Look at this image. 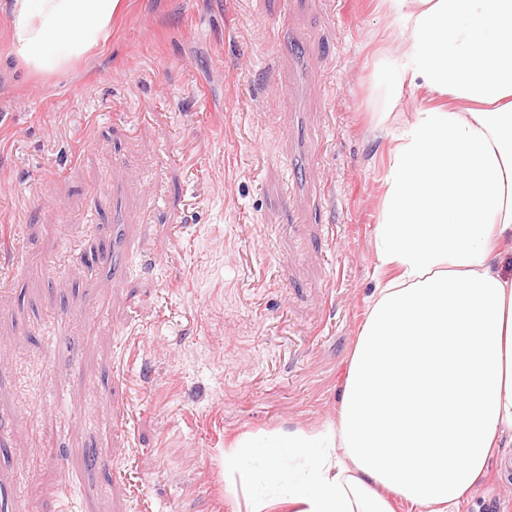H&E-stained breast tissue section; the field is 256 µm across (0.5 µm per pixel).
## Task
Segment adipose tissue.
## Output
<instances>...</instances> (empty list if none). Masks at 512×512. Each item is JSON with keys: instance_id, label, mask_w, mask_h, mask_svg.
<instances>
[{"instance_id": "1", "label": "adipose tissue", "mask_w": 512, "mask_h": 512, "mask_svg": "<svg viewBox=\"0 0 512 512\" xmlns=\"http://www.w3.org/2000/svg\"><path fill=\"white\" fill-rule=\"evenodd\" d=\"M403 25L379 60L373 129L391 134L373 231L376 290L336 421L246 433L224 450L235 482L262 454L279 494L250 512H464L512 446V0H379ZM126 0H0L7 55L67 76L103 55ZM426 97L403 115L401 89ZM308 474L285 476L284 453Z\"/></svg>"}]
</instances>
